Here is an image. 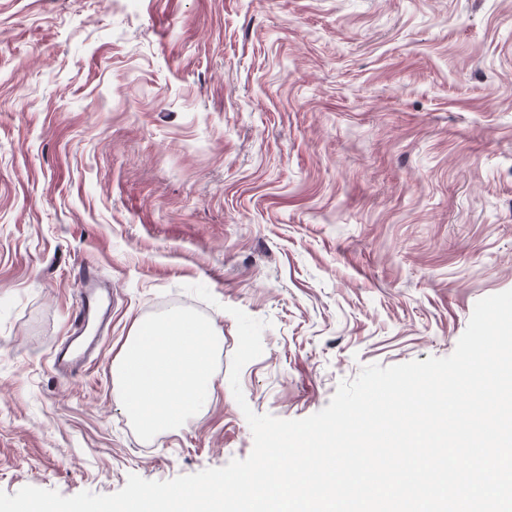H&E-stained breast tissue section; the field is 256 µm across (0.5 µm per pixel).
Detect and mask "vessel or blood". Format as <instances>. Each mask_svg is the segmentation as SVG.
I'll list each match as a JSON object with an SVG mask.
<instances>
[{
	"mask_svg": "<svg viewBox=\"0 0 512 512\" xmlns=\"http://www.w3.org/2000/svg\"><path fill=\"white\" fill-rule=\"evenodd\" d=\"M99 274L94 267H84L80 272L81 297L79 299V314L75 321V328L65 343L55 351L53 358L57 365L73 367L82 364L87 356L102 345L101 337H93L91 341H84L90 321L105 320L107 311L104 307V298L98 288Z\"/></svg>",
	"mask_w": 512,
	"mask_h": 512,
	"instance_id": "vessel-or-blood-1",
	"label": "vessel or blood"
}]
</instances>
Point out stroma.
Listing matches in <instances>:
<instances>
[{"label":"stroma","mask_w":512,"mask_h":512,"mask_svg":"<svg viewBox=\"0 0 512 512\" xmlns=\"http://www.w3.org/2000/svg\"><path fill=\"white\" fill-rule=\"evenodd\" d=\"M87 264L105 349L63 374ZM507 290L512 0H0L1 492L247 458L231 308L267 323L248 405L302 419L365 366L451 355ZM175 306L218 367L146 442L112 363Z\"/></svg>","instance_id":"1"}]
</instances>
